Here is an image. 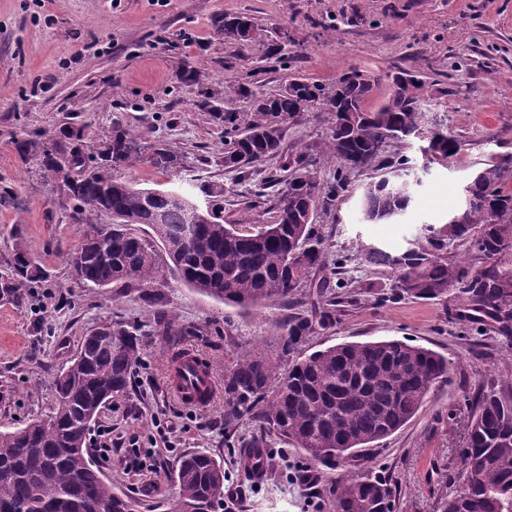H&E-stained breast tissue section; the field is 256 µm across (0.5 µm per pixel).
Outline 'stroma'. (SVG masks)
<instances>
[{
    "mask_svg": "<svg viewBox=\"0 0 512 512\" xmlns=\"http://www.w3.org/2000/svg\"><path fill=\"white\" fill-rule=\"evenodd\" d=\"M256 18L261 42L228 40L223 19ZM288 31L281 63L269 66L264 43ZM192 63L201 73L185 82ZM358 69L377 75L366 98L377 109L390 94L389 75L407 70L426 84L429 117L462 145L460 164H424L418 143H386L384 156L411 159L422 184L406 214L388 224L362 223L359 200L382 175L377 167L350 173L345 192L317 212L328 263L343 260L333 323L316 328L301 349L311 353L348 341L398 339L444 356L450 373L403 427L357 458L326 465L295 443L262 432L246 415L224 429V397L189 408L166 390L172 346L155 329L168 311L187 331L180 345L198 351L216 381L236 355L271 347L275 326L309 314L325 271L312 272L293 300L241 309L177 282L165 249L161 277L150 293L137 286L86 289L71 275L65 254L80 239L69 206L48 179L40 154L20 156L13 142L38 137L60 153H99L113 122L161 141L183 158L168 175L146 161L116 175L141 187L186 191L223 186L217 211L225 223L248 218L250 229L270 223L275 195H259L262 180L289 178L299 154L322 146L326 114L312 108L287 127L281 151L262 163L231 171L224 166V126L200 109L208 98L227 110L248 109L244 90L277 93L290 78L332 86ZM82 140L65 137L68 128ZM512 155V0H0V267L24 247L45 270L27 307L0 302V431L49 415L53 379L83 337L106 321L137 327L141 361L128 389L101 409L89 435L111 432V452L99 466L115 491L144 499L142 512H172L174 472L187 453L208 452L224 465L227 512H335L323 485L343 473L370 471L389 480L393 512H440L454 489L465 446V397L488 383L512 385V331L469 309L458 293L435 300L390 299L391 278L365 264L364 244L400 251L420 241L424 225L446 223L462 203V186L493 155ZM265 437L272 454L264 480L238 462L240 447Z\"/></svg>",
    "mask_w": 512,
    "mask_h": 512,
    "instance_id": "obj_1",
    "label": "stroma"
}]
</instances>
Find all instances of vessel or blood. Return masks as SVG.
Instances as JSON below:
<instances>
[{
  "label": "vessel or blood",
  "instance_id": "1",
  "mask_svg": "<svg viewBox=\"0 0 512 512\" xmlns=\"http://www.w3.org/2000/svg\"><path fill=\"white\" fill-rule=\"evenodd\" d=\"M168 386L178 401L193 407L209 406L215 392L210 369L191 350L182 351L171 362Z\"/></svg>",
  "mask_w": 512,
  "mask_h": 512
}]
</instances>
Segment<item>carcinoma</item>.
<instances>
[{"label": "carcinoma", "instance_id": "cac0c4a2", "mask_svg": "<svg viewBox=\"0 0 512 512\" xmlns=\"http://www.w3.org/2000/svg\"><path fill=\"white\" fill-rule=\"evenodd\" d=\"M419 80L399 87L377 109L365 107L371 84L362 78L331 91L300 79L293 92H279L252 103L247 111H224V166L243 169L277 155L284 129L319 105L330 115L325 154L343 161L333 180L317 181L310 170L307 192L279 190L274 221L261 230L244 232L235 224L204 213L196 217L195 236L188 248L166 244L169 229L189 222L188 210L143 197L138 188L118 179L112 170L147 156L164 173L180 171L178 151L163 143L145 144L121 123L112 126V153L95 157L79 152L63 160L45 154L46 176L72 201L82 240L102 243L96 250L66 253L79 266L84 285L107 288L121 283L150 288L160 276L155 242L173 264L171 271L187 287L228 306L248 308L266 302H288L311 272L326 265L322 239L306 211L328 210L345 191L348 174L380 158L379 144L417 138L427 142L429 161L455 164L461 144L429 126ZM511 158L493 156L483 163L479 179L464 189L469 204L448 215L446 224L428 229L425 243L397 253L374 245L361 247L364 262L390 271L397 297L438 299L456 290L474 310L498 321L512 320V269L497 264L512 252V193L502 180ZM392 169L368 185L360 200L363 221L385 224L408 209L413 189L410 160L386 161ZM136 215L135 224L127 217ZM112 234L102 237L104 222ZM146 225L151 232L142 230ZM470 240L490 267L474 269L442 256L448 242ZM45 279L21 247L0 271V302L27 305L29 291ZM326 300L309 316H294L276 326L277 349L237 357L224 376V427L232 428L253 414L280 436L302 448L311 459L332 461L367 448L410 421L433 385L448 375V360L439 353L401 340L344 342L311 354H300L303 338L315 327L332 322ZM163 335L172 341L184 335L176 319L159 314ZM139 329L112 323V335L84 338L80 350L55 380V411L0 433V512H137L139 501L112 490L97 468L87 466L91 424L113 396L127 390L140 361ZM465 423L462 458L471 460L468 484L441 501L440 512H512V387L490 383L472 401ZM249 447L259 449L256 461L243 467L249 477L265 476L267 442L260 437ZM178 496L175 512H222L224 466L198 451L183 456L175 470ZM336 512H392L387 480L371 473L344 474L324 485Z\"/></svg>", "mask_w": 512, "mask_h": 512}]
</instances>
